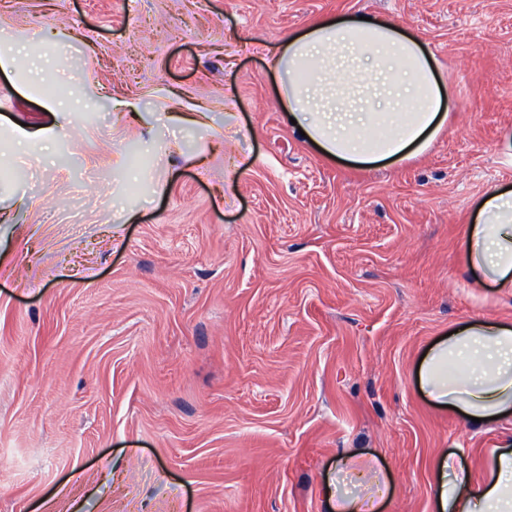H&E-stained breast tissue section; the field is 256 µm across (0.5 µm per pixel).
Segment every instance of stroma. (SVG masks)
<instances>
[{"instance_id": "35a3bbf8", "label": "stroma", "mask_w": 512, "mask_h": 512, "mask_svg": "<svg viewBox=\"0 0 512 512\" xmlns=\"http://www.w3.org/2000/svg\"><path fill=\"white\" fill-rule=\"evenodd\" d=\"M386 17L454 108L422 156L324 159L280 41ZM512 0H0V512H331L336 459L432 512L512 440L419 381L458 323L512 324L464 232L512 190Z\"/></svg>"}]
</instances>
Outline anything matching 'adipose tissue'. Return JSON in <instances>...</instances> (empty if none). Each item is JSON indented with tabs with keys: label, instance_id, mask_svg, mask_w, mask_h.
Masks as SVG:
<instances>
[{
	"label": "adipose tissue",
	"instance_id": "ef3b65f1",
	"mask_svg": "<svg viewBox=\"0 0 512 512\" xmlns=\"http://www.w3.org/2000/svg\"><path fill=\"white\" fill-rule=\"evenodd\" d=\"M278 95L287 117L327 158L403 163L428 151L451 99L433 53L392 20L327 16L277 47ZM466 260L482 279L512 288V191L488 190L465 232ZM421 383L438 405L495 421L512 413V326L463 322L425 356ZM435 512H512V448L490 451L474 481L455 454L434 462Z\"/></svg>",
	"mask_w": 512,
	"mask_h": 512
}]
</instances>
